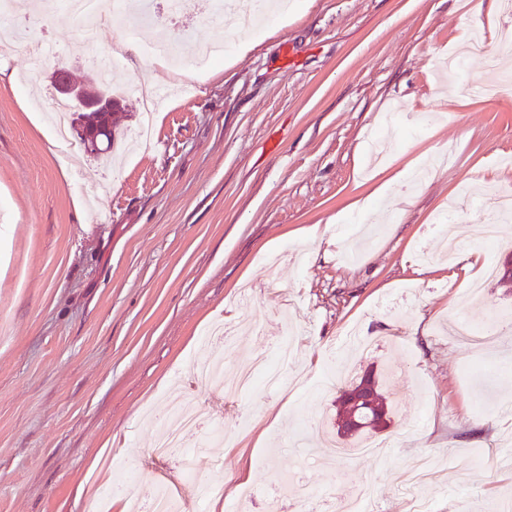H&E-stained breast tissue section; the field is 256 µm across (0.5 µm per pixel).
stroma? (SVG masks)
I'll return each mask as SVG.
<instances>
[{
  "label": "stroma",
  "mask_w": 512,
  "mask_h": 512,
  "mask_svg": "<svg viewBox=\"0 0 512 512\" xmlns=\"http://www.w3.org/2000/svg\"><path fill=\"white\" fill-rule=\"evenodd\" d=\"M211 2L190 0L188 30L227 45L223 61L188 80L146 58L161 13L114 68L132 145L113 166L56 143L18 80L63 66L87 81L76 22L30 18L49 57L0 46V512H95L122 469L136 472L140 505L164 490L180 512H210L182 453H151L176 386L236 435L218 447L197 437L192 458L195 480L223 476L226 510L247 487L250 512L272 497L311 512L281 481L295 472L339 501L372 485L375 512H409L397 477L424 454L437 461L418 491L428 512H501L512 471L494 458L512 452V373L452 329L498 317L512 353V283L499 278L512 223L492 248L471 234L450 265L417 253L441 251L448 227L436 218L450 201L474 196L456 218L474 227L512 189V88L498 84L512 46L493 68L470 57L444 85L434 65L472 28L496 42L512 16L501 0H290L288 22L261 23L241 56ZM389 124L401 190L371 148ZM218 321L237 340L228 379L296 325L284 373L307 385L231 396L198 384ZM330 369L348 386L375 371L391 420L365 437L390 443L384 460L297 440L336 424L339 392L319 387Z\"/></svg>",
  "instance_id": "1"
}]
</instances>
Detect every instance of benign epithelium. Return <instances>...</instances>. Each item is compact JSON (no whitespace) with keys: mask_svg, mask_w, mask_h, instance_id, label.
<instances>
[{"mask_svg":"<svg viewBox=\"0 0 512 512\" xmlns=\"http://www.w3.org/2000/svg\"><path fill=\"white\" fill-rule=\"evenodd\" d=\"M55 90L58 97L78 102L74 109V126L82 135L86 150L90 153L98 152L108 134L106 116L121 107V102L102 95L94 86H78L69 81L56 82ZM376 391L374 378L367 375L344 394V405L341 406L340 416L336 418L341 433L352 435L362 428L358 418V411L361 409L371 408L375 414L383 415L378 407Z\"/></svg>","mask_w":512,"mask_h":512,"instance_id":"obj_1","label":"benign epithelium"}]
</instances>
